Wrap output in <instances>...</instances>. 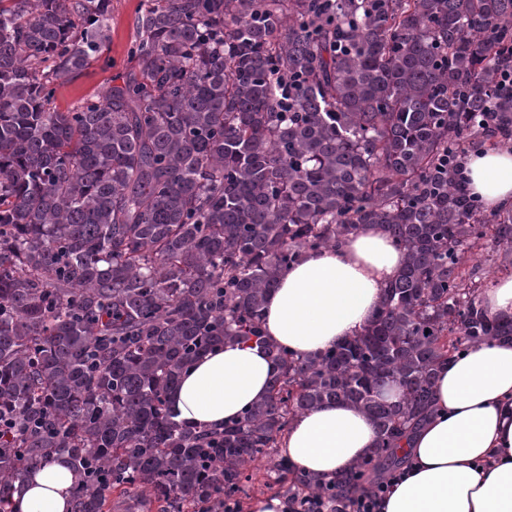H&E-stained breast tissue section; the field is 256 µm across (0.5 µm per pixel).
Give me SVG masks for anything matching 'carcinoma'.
Listing matches in <instances>:
<instances>
[{
    "mask_svg": "<svg viewBox=\"0 0 512 512\" xmlns=\"http://www.w3.org/2000/svg\"><path fill=\"white\" fill-rule=\"evenodd\" d=\"M140 2L135 70L62 110L112 0H0V512L54 455L68 512H241L261 468L300 512L346 504L406 458L439 362L512 337L481 300L512 210L485 221L459 175L512 149V0ZM364 225L403 255L370 325L313 356L267 341L280 277ZM230 340L267 346L265 399L173 421L180 374ZM333 403L378 446L295 470L288 425Z\"/></svg>",
    "mask_w": 512,
    "mask_h": 512,
    "instance_id": "carcinoma-1",
    "label": "carcinoma"
}]
</instances>
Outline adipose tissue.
I'll list each match as a JSON object with an SVG mask.
<instances>
[{"label": "adipose tissue", "instance_id": "obj_1", "mask_svg": "<svg viewBox=\"0 0 512 512\" xmlns=\"http://www.w3.org/2000/svg\"><path fill=\"white\" fill-rule=\"evenodd\" d=\"M470 190L489 210L512 208V153L487 152L466 165ZM402 256L380 229L366 226L330 251L309 253L271 290L264 310L269 339L303 355L364 330ZM276 367L254 343L207 351L169 394L177 422L213 428L263 399ZM438 411L417 434L411 465L382 512H512V341L497 339L440 363ZM376 430L359 409L332 404L296 418L283 446L295 468L329 478L365 457ZM75 476L65 458L19 482L15 512H66Z\"/></svg>", "mask_w": 512, "mask_h": 512}]
</instances>
